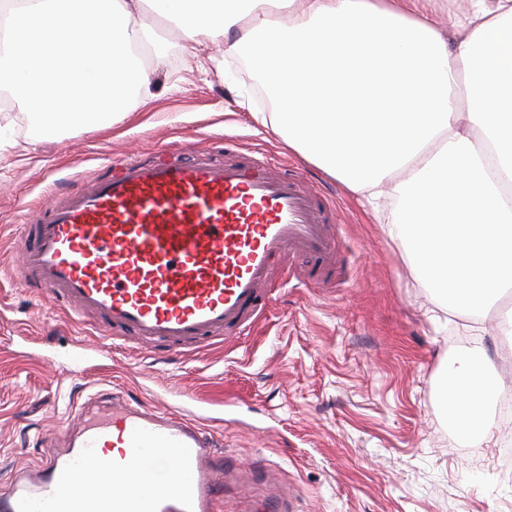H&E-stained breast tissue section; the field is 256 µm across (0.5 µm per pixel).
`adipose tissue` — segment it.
Masks as SVG:
<instances>
[{
	"instance_id": "adipose-tissue-1",
	"label": "adipose tissue",
	"mask_w": 512,
	"mask_h": 512,
	"mask_svg": "<svg viewBox=\"0 0 512 512\" xmlns=\"http://www.w3.org/2000/svg\"><path fill=\"white\" fill-rule=\"evenodd\" d=\"M418 0H0V100L35 134L120 119L155 79L133 21L205 36L269 80L263 124L350 191L396 199L389 232L449 310L512 290V0H471L444 36ZM400 180H392L393 172ZM473 350L448 365V419L487 437L494 385Z\"/></svg>"
}]
</instances>
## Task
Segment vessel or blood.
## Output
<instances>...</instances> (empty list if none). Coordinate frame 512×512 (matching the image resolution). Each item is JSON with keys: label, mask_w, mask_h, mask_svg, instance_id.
<instances>
[{"label": "vessel or blood", "mask_w": 512, "mask_h": 512, "mask_svg": "<svg viewBox=\"0 0 512 512\" xmlns=\"http://www.w3.org/2000/svg\"><path fill=\"white\" fill-rule=\"evenodd\" d=\"M332 222L328 197L266 155L217 162L175 147L55 194L26 225L18 268L68 313L98 317L100 356L118 331L196 348L260 314L284 254L311 280L338 262ZM243 486L203 423L118 402L1 492L0 512H221Z\"/></svg>", "instance_id": "obj_1"}]
</instances>
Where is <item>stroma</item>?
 Masks as SVG:
<instances>
[{"label":"stroma","instance_id":"35a3bbf8","mask_svg":"<svg viewBox=\"0 0 512 512\" xmlns=\"http://www.w3.org/2000/svg\"><path fill=\"white\" fill-rule=\"evenodd\" d=\"M141 65L157 70L152 96L107 128H73L41 140L19 127L0 141V491L75 429L81 406L108 411L114 398L173 413L200 402L224 412L207 431L240 465L257 496L276 473L294 512H512V476L500 441L461 442L442 386L451 359L480 348L505 386L512 360L498 312L472 323L421 285L390 237L391 199L371 205L256 118L264 104L251 69L199 76L209 41L183 42L169 27L141 28ZM233 142L239 156L266 154L334 203L344 261L309 282L276 281L258 319L224 346L172 351L122 339L108 357L91 320L16 275L24 226L58 190L74 191L132 153ZM90 351L70 373L75 348Z\"/></svg>","mask_w":512,"mask_h":512}]
</instances>
